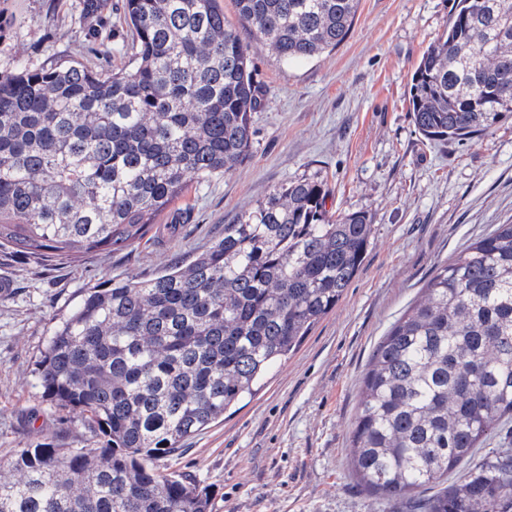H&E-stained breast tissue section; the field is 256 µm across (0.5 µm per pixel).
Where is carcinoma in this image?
<instances>
[{
	"label": "carcinoma",
	"instance_id": "1",
	"mask_svg": "<svg viewBox=\"0 0 512 512\" xmlns=\"http://www.w3.org/2000/svg\"><path fill=\"white\" fill-rule=\"evenodd\" d=\"M256 44L306 60L349 35L359 0H234ZM105 0H81L95 49ZM129 68L75 59L0 73V248L75 261L143 240L193 182L250 155L262 104L251 45L219 0H125ZM409 106L428 140L468 139L512 113V0H453ZM325 183L293 177L208 250L151 279L85 289L37 361L43 397L79 411L103 448L39 443L0 466V512H211L206 491L154 462L253 398L332 312L373 237L334 217ZM512 421V224L440 264L375 349L352 430L361 485L419 512H512V450L427 498Z\"/></svg>",
	"mask_w": 512,
	"mask_h": 512
}]
</instances>
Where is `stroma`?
I'll return each instance as SVG.
<instances>
[{"label":"stroma","mask_w":512,"mask_h":512,"mask_svg":"<svg viewBox=\"0 0 512 512\" xmlns=\"http://www.w3.org/2000/svg\"><path fill=\"white\" fill-rule=\"evenodd\" d=\"M124 0H108L109 65L131 58ZM453 0H360L335 50L281 62L253 47L264 101L249 158L234 172L193 184L175 231L80 261L33 263L0 248V465L20 448H99L78 411L50 405L36 362L56 320L84 288L148 279L207 249L264 195L294 176L326 182L332 212H364L373 239L363 267L266 386L236 413L185 440L157 466L207 489L212 512H395L350 467L363 378L376 345L421 294L438 264L512 222V115L490 132L428 141L413 124L409 90ZM80 0H0V73L18 59L50 66L66 57L97 64L79 32Z\"/></svg>","instance_id":"obj_1"}]
</instances>
